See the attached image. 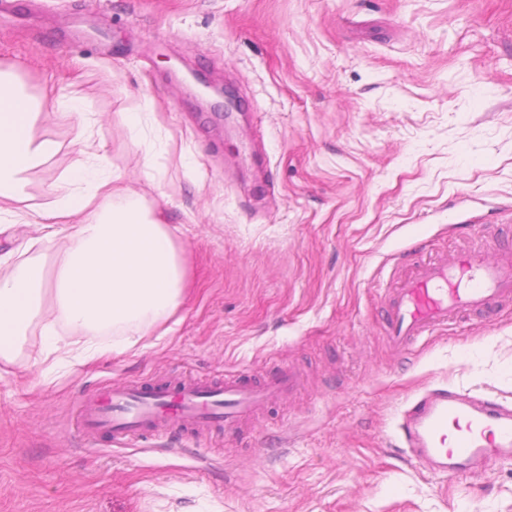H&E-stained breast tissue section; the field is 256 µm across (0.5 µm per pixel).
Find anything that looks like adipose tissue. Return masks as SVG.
I'll return each mask as SVG.
<instances>
[{
	"mask_svg": "<svg viewBox=\"0 0 512 512\" xmlns=\"http://www.w3.org/2000/svg\"><path fill=\"white\" fill-rule=\"evenodd\" d=\"M39 118L15 74L0 70V224L32 213L45 237L70 242L50 273L42 257L0 253L9 268L0 277V381L21 365L47 381L64 362L142 351L149 337L171 332L186 294L173 230L112 172L91 122L77 125L80 149L67 173L23 210L20 174L57 149L37 135ZM34 328L41 347L32 353Z\"/></svg>",
	"mask_w": 512,
	"mask_h": 512,
	"instance_id": "adipose-tissue-1",
	"label": "adipose tissue"
}]
</instances>
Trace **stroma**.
<instances>
[{
	"label": "stroma",
	"instance_id": "35a3bbf8",
	"mask_svg": "<svg viewBox=\"0 0 512 512\" xmlns=\"http://www.w3.org/2000/svg\"><path fill=\"white\" fill-rule=\"evenodd\" d=\"M0 70L85 98L113 171L174 229L171 335L48 385L0 381V512H512V465L433 479L393 446L424 386L512 401V303L402 353L385 294L414 259L512 235V0H12ZM149 104L139 139L124 112ZM76 119L21 176L67 172ZM54 264L65 237L0 234ZM305 386L237 433L134 448L74 429L100 385L264 376Z\"/></svg>",
	"mask_w": 512,
	"mask_h": 512
}]
</instances>
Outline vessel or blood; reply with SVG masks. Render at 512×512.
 <instances>
[{
	"label": "vessel or blood",
	"instance_id": "b4317fda",
	"mask_svg": "<svg viewBox=\"0 0 512 512\" xmlns=\"http://www.w3.org/2000/svg\"><path fill=\"white\" fill-rule=\"evenodd\" d=\"M512 302V245L474 246L452 258L420 259L390 290L386 339L405 351L420 339L470 316H486ZM302 384L290 366L258 379L190 375L176 385L136 381L107 385L76 406L79 433L111 437L121 447L174 428L196 433L237 432L255 412ZM403 452L422 472L439 478L478 475L489 462L512 464V403L447 386L428 387L395 417Z\"/></svg>",
	"mask_w": 512,
	"mask_h": 512
}]
</instances>
